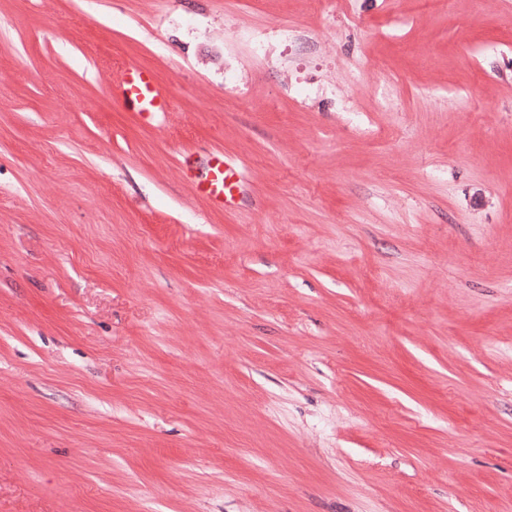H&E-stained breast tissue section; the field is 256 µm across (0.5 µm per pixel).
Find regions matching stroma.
Here are the masks:
<instances>
[{
	"mask_svg": "<svg viewBox=\"0 0 512 512\" xmlns=\"http://www.w3.org/2000/svg\"><path fill=\"white\" fill-rule=\"evenodd\" d=\"M0 512H512V0H0ZM110 93L124 101L138 102L142 113L154 116L164 112L170 95V87L160 84L153 73L148 70L129 67L113 89L111 88ZM199 191L226 208L239 192L243 169L234 159L218 154L197 175Z\"/></svg>",
	"mask_w": 512,
	"mask_h": 512,
	"instance_id": "stroma-1",
	"label": "stroma"
}]
</instances>
